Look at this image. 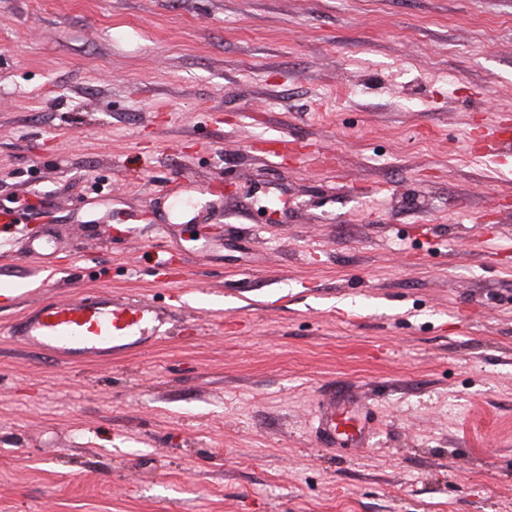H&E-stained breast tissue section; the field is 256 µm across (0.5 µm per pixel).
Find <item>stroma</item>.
I'll return each mask as SVG.
<instances>
[{
	"instance_id": "obj_1",
	"label": "stroma",
	"mask_w": 512,
	"mask_h": 512,
	"mask_svg": "<svg viewBox=\"0 0 512 512\" xmlns=\"http://www.w3.org/2000/svg\"><path fill=\"white\" fill-rule=\"evenodd\" d=\"M499 112L512 0H0V287L50 224L45 297L188 293L111 362L0 311V512H512ZM511 129L512 125L510 122L502 123L500 114L488 121L484 126L482 134L485 151L477 152L486 153L488 156H497L510 152L512 150ZM358 402V398L353 395L336 396V387L320 402L314 416V429L315 435L325 443V447L335 448L343 444L365 449L370 446L373 423L360 419L356 410L346 406Z\"/></svg>"
}]
</instances>
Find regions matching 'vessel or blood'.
Returning a JSON list of instances; mask_svg holds the SVG:
<instances>
[{
  "mask_svg": "<svg viewBox=\"0 0 512 512\" xmlns=\"http://www.w3.org/2000/svg\"><path fill=\"white\" fill-rule=\"evenodd\" d=\"M486 155L512 151V124L494 118L482 134ZM22 289L1 288L0 308H20L10 326L19 345L38 347L69 363L120 359L140 353L169 333L175 305L155 302L105 288L92 290L80 300L51 299L24 305ZM353 395L328 394L314 416L316 436L333 448L369 446L372 422L357 417Z\"/></svg>",
  "mask_w": 512,
  "mask_h": 512,
  "instance_id": "b4317fda",
  "label": "vessel or blood"
}]
</instances>
